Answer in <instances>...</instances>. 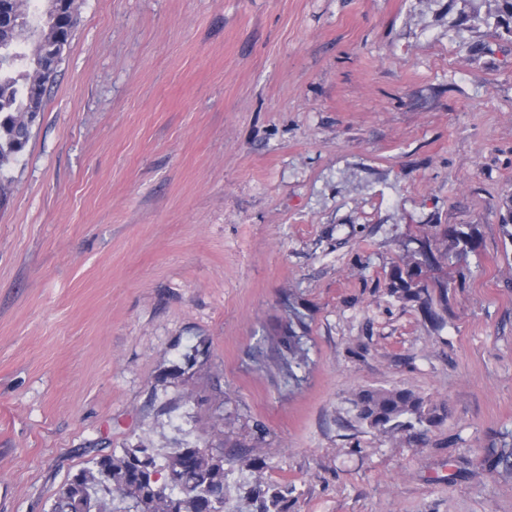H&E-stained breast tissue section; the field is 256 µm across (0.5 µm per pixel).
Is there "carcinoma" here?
<instances>
[{
    "label": "carcinoma",
    "instance_id": "obj_1",
    "mask_svg": "<svg viewBox=\"0 0 512 512\" xmlns=\"http://www.w3.org/2000/svg\"><path fill=\"white\" fill-rule=\"evenodd\" d=\"M42 10L17 3L25 17L21 37L0 48V169L24 150L30 136L27 114L42 110L49 82L34 73L38 59L36 40L56 38L57 23L52 0ZM445 248L436 246V241ZM479 248L470 224H431L417 247L404 249L388 273V293L420 302L431 323L441 326L448 314V273L445 268ZM303 327V315L288 307V341L278 351L274 367L281 377L296 378L295 368L305 361L307 349L295 327ZM356 418L384 434L440 424L448 415L445 406H431L407 388L360 389L350 399ZM234 460L221 448L205 442H185L171 448L159 466L149 448H123L93 458L58 491L51 512H224L227 477ZM487 471L512 472V448H489L480 460ZM288 490L260 481L248 490L253 512H284ZM125 506H112L114 499Z\"/></svg>",
    "mask_w": 512,
    "mask_h": 512
}]
</instances>
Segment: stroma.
<instances>
[{
	"mask_svg": "<svg viewBox=\"0 0 512 512\" xmlns=\"http://www.w3.org/2000/svg\"><path fill=\"white\" fill-rule=\"evenodd\" d=\"M0 169V512L96 455L201 439L287 512H512V34L502 0H78ZM429 224L480 242L435 329L386 275ZM304 316L292 381L267 364ZM446 403L418 437L352 394ZM480 467L483 470L495 471L502 469L508 474L512 472V448H507L504 444L502 448H488L485 455L480 460Z\"/></svg>",
	"mask_w": 512,
	"mask_h": 512,
	"instance_id": "35a3bbf8",
	"label": "stroma"
}]
</instances>
